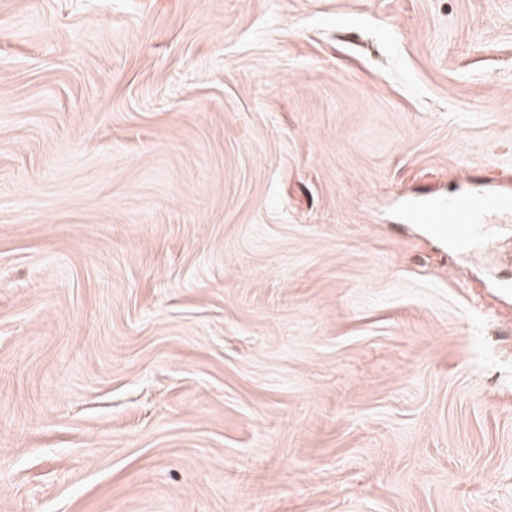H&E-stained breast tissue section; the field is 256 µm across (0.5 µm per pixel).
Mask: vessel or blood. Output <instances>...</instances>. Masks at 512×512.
<instances>
[{
	"label": "vessel or blood",
	"instance_id": "1",
	"mask_svg": "<svg viewBox=\"0 0 512 512\" xmlns=\"http://www.w3.org/2000/svg\"><path fill=\"white\" fill-rule=\"evenodd\" d=\"M491 211H512V192H464L445 197L429 192L406 205V219L412 224H424L448 236L465 239L473 235Z\"/></svg>",
	"mask_w": 512,
	"mask_h": 512
}]
</instances>
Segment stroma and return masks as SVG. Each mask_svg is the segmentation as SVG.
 Here are the masks:
<instances>
[{
  "label": "stroma",
  "instance_id": "1",
  "mask_svg": "<svg viewBox=\"0 0 512 512\" xmlns=\"http://www.w3.org/2000/svg\"><path fill=\"white\" fill-rule=\"evenodd\" d=\"M512 0H0V512H512ZM406 219L411 224H424L448 236L465 239L483 224L491 211H512L511 190L464 192L451 198L428 192L406 205Z\"/></svg>",
  "mask_w": 512,
  "mask_h": 512
}]
</instances>
